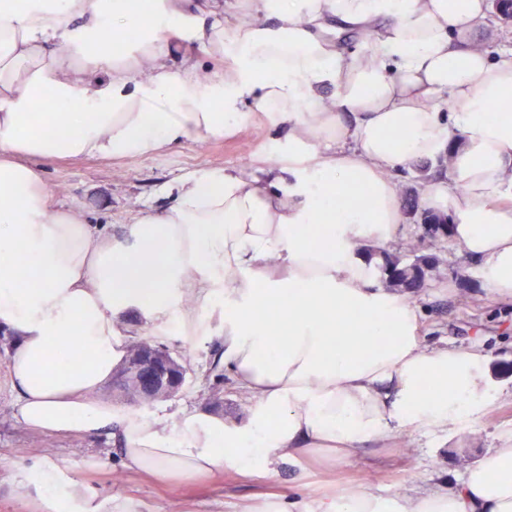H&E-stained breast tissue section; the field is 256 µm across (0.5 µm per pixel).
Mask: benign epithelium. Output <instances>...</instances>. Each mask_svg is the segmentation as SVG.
I'll return each mask as SVG.
<instances>
[{
	"mask_svg": "<svg viewBox=\"0 0 512 512\" xmlns=\"http://www.w3.org/2000/svg\"><path fill=\"white\" fill-rule=\"evenodd\" d=\"M186 367L168 352L143 341L132 348L112 388L127 391L131 402L141 404L178 393L186 383Z\"/></svg>",
	"mask_w": 512,
	"mask_h": 512,
	"instance_id": "1",
	"label": "benign epithelium"
}]
</instances>
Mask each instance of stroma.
Returning a JSON list of instances; mask_svg holds the SVG:
<instances>
[{"instance_id": "obj_1", "label": "stroma", "mask_w": 512, "mask_h": 512, "mask_svg": "<svg viewBox=\"0 0 512 512\" xmlns=\"http://www.w3.org/2000/svg\"><path fill=\"white\" fill-rule=\"evenodd\" d=\"M286 134L271 127L265 112L247 108L239 124L224 137L199 145L184 142L149 157L101 161L55 159L42 163V175L54 203L81 211L88 223L102 224L120 235L138 211L164 209L174 202L170 187L181 175L224 167L261 169L280 158L279 140ZM403 234L393 252L429 256L434 260L424 285L410 302L419 317L424 346L451 348L477 344L491 357V374L502 393L480 426L459 433H438L408 440L388 437L382 447L366 448L351 464L330 468L307 461L310 486L297 491L295 470L279 466L277 472L249 476L234 473L212 481L152 480L123 468L115 440L107 434L49 436L28 430L15 417L16 409L6 385H0V512H42L12 488L13 473L32 461L66 465L100 498L119 501L130 497L140 512H240L244 502H274L293 497L304 500L313 512L323 492L359 488L382 499L395 491L417 496L435 482L454 480L474 466L501 435L512 433V300L485 288L476 263L450 238L425 237L420 219L403 211ZM180 358L187 383L173 397L140 406V413L162 418L181 407H207L225 421L245 417L247 395L232 380L218 382L212 356L220 336L170 327L155 339Z\"/></svg>"}]
</instances>
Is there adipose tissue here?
<instances>
[{
	"label": "adipose tissue",
	"mask_w": 512,
	"mask_h": 512,
	"mask_svg": "<svg viewBox=\"0 0 512 512\" xmlns=\"http://www.w3.org/2000/svg\"><path fill=\"white\" fill-rule=\"evenodd\" d=\"M230 14V0H0V335L19 420L58 436L117 430L125 466L159 479L314 456L342 467L385 435L480 424L497 400L486 355L423 348L414 308L371 270L401 234L392 171L449 154L422 201L451 213L486 288L512 298V48L492 60L471 44L487 0H247L228 27ZM185 29L221 68L170 65ZM347 31L362 37L352 56ZM246 101L287 127V178L186 174L173 206L120 238L53 208L37 161L204 144ZM218 290L217 359L251 400L243 421L195 408L150 419L101 398L126 336L196 320ZM266 309L286 352L258 323ZM13 488L45 512H137L56 464L17 470ZM317 508L512 512V436L453 486L387 501L345 489Z\"/></svg>",
	"instance_id": "ef3b65f1"
}]
</instances>
